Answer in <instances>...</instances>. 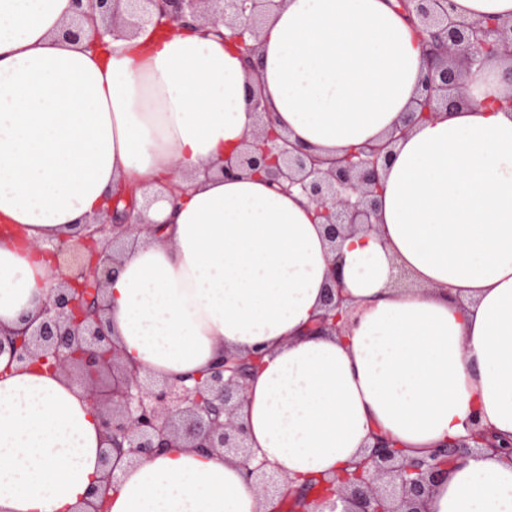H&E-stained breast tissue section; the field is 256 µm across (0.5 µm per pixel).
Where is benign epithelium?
Masks as SVG:
<instances>
[{"instance_id": "1", "label": "benign epithelium", "mask_w": 512, "mask_h": 512, "mask_svg": "<svg viewBox=\"0 0 512 512\" xmlns=\"http://www.w3.org/2000/svg\"><path fill=\"white\" fill-rule=\"evenodd\" d=\"M77 12L62 36L80 38L90 23L97 38L103 39L121 24L129 34L147 25H189L206 16L213 25L235 30L244 66L256 67L259 29L283 0H74ZM400 12L424 35L425 73L416 110L407 114L405 124L450 112L463 101L459 93L461 70L483 66L498 57L512 58V22L457 20L450 15L451 0H398ZM249 104L258 133L245 141L235 157L224 161L221 173L233 179L258 176L281 192L298 188L315 205V214L325 229L331 247L345 232L361 225L373 228L381 189L380 169L386 164L395 141L368 144L335 159H324L297 146L283 135L261 96L249 92ZM124 201V209L118 203ZM134 196L124 190L100 214L84 222V233L48 242L43 252L52 255L67 273L48 288L38 315L24 319L0 337V353L9 351L18 363L40 359L51 369L82 377L89 400L102 412L108 430V448L102 454L115 478L117 463L124 457L134 463L169 448L224 450V456L242 460L247 481L263 494L303 503L316 491L346 496L354 512H421L435 483L448 468L482 448L495 447L487 428L475 419L470 435L448 443L422 458H405L394 442L375 435L366 456L353 470L338 475L321 474L299 485L261 463L250 467L252 451L245 429L237 422L250 379L263 353L248 356L224 353L204 378L185 382H158L123 364L104 318V288L117 269V255L125 240L153 225L131 221ZM343 275L332 267L330 283L323 298L324 313L310 327V333L338 330L346 315L342 294ZM109 375L112 386L101 397L96 377Z\"/></svg>"}]
</instances>
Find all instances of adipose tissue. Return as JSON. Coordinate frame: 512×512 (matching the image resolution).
<instances>
[{"label":"adipose tissue","mask_w":512,"mask_h":512,"mask_svg":"<svg viewBox=\"0 0 512 512\" xmlns=\"http://www.w3.org/2000/svg\"><path fill=\"white\" fill-rule=\"evenodd\" d=\"M395 0H284L247 74L207 25L168 36L60 33L73 0H0V329L35 317L58 273L37 244L72 234L121 186L157 236L107 285L128 366L171 382L262 351L241 408L253 464L333 475L374 431L419 457L468 436L499 452L449 470L424 512H512V60L470 69L468 105L407 127L379 222L330 252L300 190L216 173L254 128L255 88L291 142L332 159L412 111L422 47ZM176 175L182 190L164 185ZM341 254L348 320L306 335ZM106 431L63 373L0 354V512H273L240 462L175 448L103 477Z\"/></svg>","instance_id":"1"}]
</instances>
